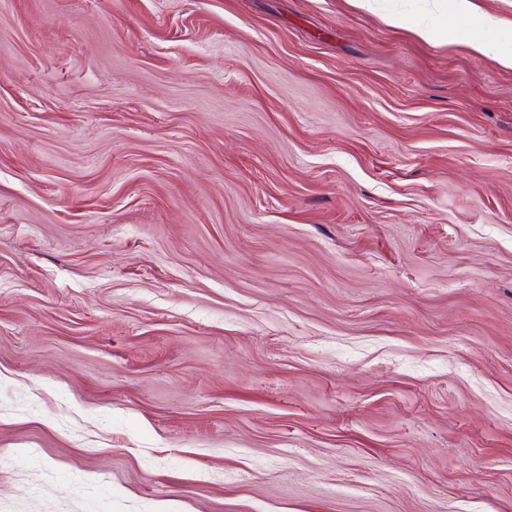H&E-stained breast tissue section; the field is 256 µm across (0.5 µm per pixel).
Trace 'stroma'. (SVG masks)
Masks as SVG:
<instances>
[{
    "instance_id": "1",
    "label": "stroma",
    "mask_w": 512,
    "mask_h": 512,
    "mask_svg": "<svg viewBox=\"0 0 512 512\" xmlns=\"http://www.w3.org/2000/svg\"><path fill=\"white\" fill-rule=\"evenodd\" d=\"M458 22L0 0V512H512V69Z\"/></svg>"
}]
</instances>
